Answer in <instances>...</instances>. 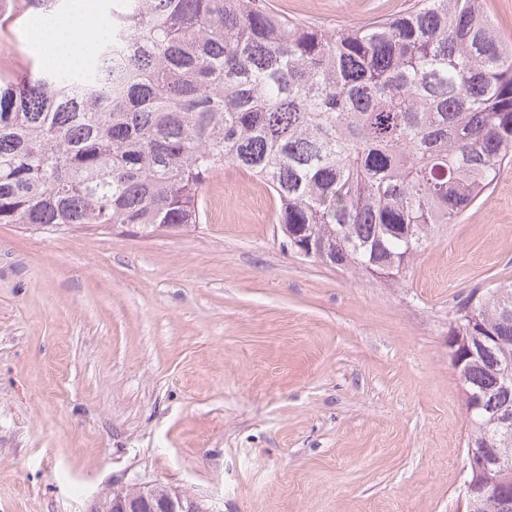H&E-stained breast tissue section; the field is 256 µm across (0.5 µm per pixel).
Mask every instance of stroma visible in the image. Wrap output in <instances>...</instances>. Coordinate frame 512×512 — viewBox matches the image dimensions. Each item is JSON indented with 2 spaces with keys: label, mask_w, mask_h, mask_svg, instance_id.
<instances>
[{
  "label": "stroma",
  "mask_w": 512,
  "mask_h": 512,
  "mask_svg": "<svg viewBox=\"0 0 512 512\" xmlns=\"http://www.w3.org/2000/svg\"><path fill=\"white\" fill-rule=\"evenodd\" d=\"M336 29L415 0H269ZM200 224H0V512L160 483L209 512H459L458 301L512 282V166L399 284L288 249L234 166Z\"/></svg>",
  "instance_id": "stroma-1"
}]
</instances>
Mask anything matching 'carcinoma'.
Here are the masks:
<instances>
[{"mask_svg": "<svg viewBox=\"0 0 512 512\" xmlns=\"http://www.w3.org/2000/svg\"><path fill=\"white\" fill-rule=\"evenodd\" d=\"M111 38L77 81L0 73V224L63 233L200 223L231 164L264 181L288 248L396 283L512 163V43L483 0L329 30L261 0H107ZM479 321L468 320L469 305ZM458 336L467 344L453 346ZM467 447L512 459V283L456 306Z\"/></svg>", "mask_w": 512, "mask_h": 512, "instance_id": "cac0c4a2", "label": "carcinoma"}]
</instances>
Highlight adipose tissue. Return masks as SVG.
I'll return each instance as SVG.
<instances>
[{
	"mask_svg": "<svg viewBox=\"0 0 512 512\" xmlns=\"http://www.w3.org/2000/svg\"><path fill=\"white\" fill-rule=\"evenodd\" d=\"M106 34L105 28L80 0L66 16L50 22L38 32L46 60L54 65L74 66Z\"/></svg>",
	"mask_w": 512,
	"mask_h": 512,
	"instance_id": "ef3b65f1",
	"label": "adipose tissue"
}]
</instances>
